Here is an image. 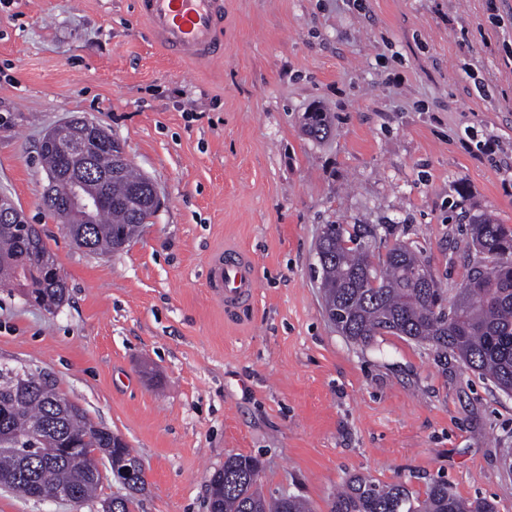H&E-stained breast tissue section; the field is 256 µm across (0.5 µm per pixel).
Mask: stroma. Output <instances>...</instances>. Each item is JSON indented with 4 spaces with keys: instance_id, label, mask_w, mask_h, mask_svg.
Returning a JSON list of instances; mask_svg holds the SVG:
<instances>
[{
    "instance_id": "stroma-1",
    "label": "stroma",
    "mask_w": 512,
    "mask_h": 512,
    "mask_svg": "<svg viewBox=\"0 0 512 512\" xmlns=\"http://www.w3.org/2000/svg\"><path fill=\"white\" fill-rule=\"evenodd\" d=\"M72 117L160 192L122 251L77 248L43 205L38 147ZM0 194L68 287L49 310L0 282V365L124 438L145 470L136 512H208L234 455L312 512L356 476L419 498L443 478L512 512V397L404 337L347 340L315 273L323 225L389 224L371 253L412 246L453 294L472 219L512 227V0H224L215 64L166 55L136 0H0ZM227 248L257 277L231 318L206 285ZM122 491L109 476L77 506L0 487V512H102Z\"/></svg>"
}]
</instances>
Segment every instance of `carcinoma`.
<instances>
[{
    "label": "carcinoma",
    "mask_w": 512,
    "mask_h": 512,
    "mask_svg": "<svg viewBox=\"0 0 512 512\" xmlns=\"http://www.w3.org/2000/svg\"><path fill=\"white\" fill-rule=\"evenodd\" d=\"M79 139L84 158L102 177L92 186L102 206L88 224L81 212L73 213L64 230L76 246L92 253L119 252L155 216L154 183L122 159L121 145L104 128ZM40 155L46 177L59 178L61 188L80 179V171L56 146H40ZM378 234L374 224H359L348 237L343 225H324L316 255L327 320L357 344L395 335L428 346L439 356L451 353L512 395V228L487 215L473 220L470 236L480 259L451 298L434 277L427 282L416 277L423 259L406 245L394 244L382 260L373 262L368 240ZM45 257L51 254L37 225H29L27 235L20 237L12 225L0 224V275L5 279L28 287L26 271ZM66 291L62 278L40 289L50 308L64 301ZM62 401L41 379L0 367V439L5 442L0 448V480L10 477L24 485L33 475L43 490L74 487L85 501L100 481L88 468L65 459L49 460L48 449L63 438L80 439L86 448H108L112 438L95 429L79 407L62 406ZM46 419L50 430L40 439L31 437L32 422ZM260 473L258 459L228 457L209 479L214 512H311L299 496L266 497ZM144 486L143 481L126 486L118 512H134L136 494ZM331 512H495V507L458 498L443 479L432 481L421 500L402 483L358 478L336 494Z\"/></svg>",
    "instance_id": "obj_1"
}]
</instances>
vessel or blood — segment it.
Listing matches in <instances>:
<instances>
[{"instance_id": "b4317fda", "label": "vessel or blood", "mask_w": 512, "mask_h": 512, "mask_svg": "<svg viewBox=\"0 0 512 512\" xmlns=\"http://www.w3.org/2000/svg\"><path fill=\"white\" fill-rule=\"evenodd\" d=\"M138 7L161 47L175 57L207 62L223 57L224 0H138ZM207 286L233 313L251 300L256 280L244 257L220 251L211 261Z\"/></svg>"}]
</instances>
